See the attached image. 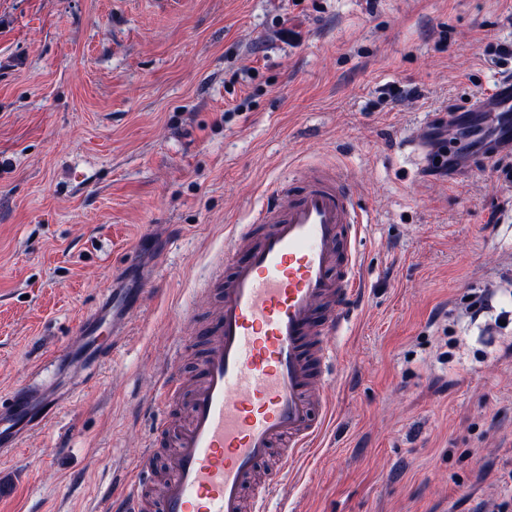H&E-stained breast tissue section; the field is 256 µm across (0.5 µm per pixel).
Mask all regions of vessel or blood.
Here are the masks:
<instances>
[{
	"label": "vessel or blood",
	"instance_id": "b4317fda",
	"mask_svg": "<svg viewBox=\"0 0 512 512\" xmlns=\"http://www.w3.org/2000/svg\"><path fill=\"white\" fill-rule=\"evenodd\" d=\"M512 104V84L480 97L473 109L494 113ZM252 223L235 225L215 257L210 282L220 284L218 313L200 329L204 352L191 382L166 374L157 406L190 385L189 414L163 421L175 450L157 512H266L269 483L256 480L273 452L283 461L309 453L330 414L315 375L331 350L350 297L363 287L354 249L369 216L358 208L347 175L312 170L276 183ZM132 315L119 289L83 318L80 336L118 327L114 313ZM63 395L21 384L0 404V455L29 433L51 425ZM155 447L143 448L113 512H143Z\"/></svg>",
	"mask_w": 512,
	"mask_h": 512
}]
</instances>
